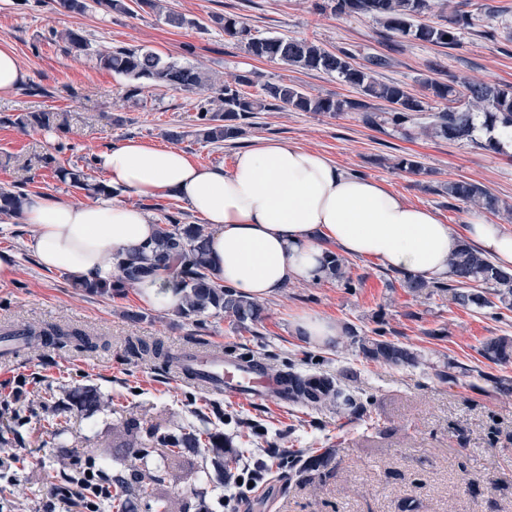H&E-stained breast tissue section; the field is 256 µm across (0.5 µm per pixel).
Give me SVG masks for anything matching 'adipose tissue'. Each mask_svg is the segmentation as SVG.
I'll use <instances>...</instances> for the list:
<instances>
[{"label":"adipose tissue","instance_id":"ef3b65f1","mask_svg":"<svg viewBox=\"0 0 512 512\" xmlns=\"http://www.w3.org/2000/svg\"><path fill=\"white\" fill-rule=\"evenodd\" d=\"M95 162L113 191L164 193L183 201L210 227L213 279L253 300L271 298L291 283L322 279L331 243L348 255L373 257L431 281L452 278L449 260L467 242L512 270V232L503 226L474 217L455 230L378 181L294 145L258 141L224 170L196 165L175 147L129 139L97 152ZM21 212L30 228L27 246L40 266L78 283H111L118 274L116 256L138 254L158 230L148 212L109 197L83 203L32 194ZM137 289L155 309L181 304L168 274L145 277Z\"/></svg>","mask_w":512,"mask_h":512}]
</instances>
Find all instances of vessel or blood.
Here are the masks:
<instances>
[{
    "label": "vessel or blood",
    "instance_id": "b4317fda",
    "mask_svg": "<svg viewBox=\"0 0 512 512\" xmlns=\"http://www.w3.org/2000/svg\"><path fill=\"white\" fill-rule=\"evenodd\" d=\"M177 376L181 381L229 398L248 396L258 401L284 398L277 375L252 358L190 351L186 353Z\"/></svg>",
    "mask_w": 512,
    "mask_h": 512
}]
</instances>
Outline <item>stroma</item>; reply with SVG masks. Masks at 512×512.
Wrapping results in <instances>:
<instances>
[{"label":"stroma","mask_w":512,"mask_h":512,"mask_svg":"<svg viewBox=\"0 0 512 512\" xmlns=\"http://www.w3.org/2000/svg\"><path fill=\"white\" fill-rule=\"evenodd\" d=\"M159 11L132 8L119 13L92 4L70 11L58 0H0V41L14 50L27 77L23 87L0 96V188H21L60 200L87 201L86 191L59 178V167L86 171L105 182L93 166L97 152L134 138L177 145L204 167L231 168L236 153L260 139H274L324 155L336 167L379 181L408 202L430 208L460 228L474 206L448 199L440 188L454 180L488 187L512 206V142L487 148L490 137L477 127L473 141H448L384 125L377 130L359 114L259 113L237 139L223 145L197 140L198 94L143 84L130 93L127 81L94 58L69 48L67 31L81 33L92 47L150 49L162 57L207 72L214 84L252 70L258 83L284 81L321 97H343L352 89L335 75L284 66L247 54L212 23L234 15L257 36L313 41L354 54L358 63L385 56L383 82H397L424 96V77L512 85V41L490 37L488 27L512 28V0H434L421 22L454 11L469 12L472 25L456 47L440 48L392 37L372 17L336 12L331 0H162ZM188 25L167 23V13ZM58 112L62 127H21L18 116ZM420 161L412 172L398 158ZM29 231L19 218L0 230V251L15 256L10 275L0 276V333L56 325L89 336L86 346L62 349L25 345L12 370L25 381L21 401L0 405V457L14 455L11 479L0 480V512H44L51 488L66 485L74 463L90 457L107 479L131 477L134 469L118 428L136 419L142 440L153 429L174 431L188 424L200 431L221 429L230 446L261 456L271 448L307 455L336 453L341 465L320 483L302 485L271 469L267 484L252 493L249 512H512V395L492 387L474 389L469 379L449 385L436 369L448 361L483 366L482 342L512 337V310L502 318L464 309L444 295L412 296L386 288L395 272L373 258L350 257L361 286L334 280L288 285L263 301L264 319L235 330L229 317L210 314L204 324L176 312L147 306L130 287L93 295L67 276L43 270L27 247ZM316 313L345 330L336 345L315 347L294 336L290 320ZM381 329L388 340L418 350L428 369L386 368L366 361L357 341ZM159 344L172 352L224 348L247 352L274 369L293 368L337 377L369 403L362 422L332 408H281L248 397L232 400L181 382L173 370L138 358L129 342ZM82 388L97 391L104 408L89 413L72 407ZM178 484L168 491L175 512H224L221 471L206 466L202 453L186 450L177 466Z\"/></svg>","instance_id":"1"}]
</instances>
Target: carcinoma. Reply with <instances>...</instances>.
Listing matches in <instances>:
<instances>
[{"label":"carcinoma","instance_id":"carcinoma-1","mask_svg":"<svg viewBox=\"0 0 512 512\" xmlns=\"http://www.w3.org/2000/svg\"><path fill=\"white\" fill-rule=\"evenodd\" d=\"M334 9L341 13L371 15L392 34H399L442 48H452L458 41V30L472 25L470 15L462 12L432 24H420L416 18L431 9L430 0H336ZM213 23L224 30V34L243 43L246 51L257 58L278 61L286 66L308 71L334 74L352 87L359 97L333 98L314 96L294 84L268 82L262 93L254 97L245 88L255 84V73L241 72L233 80L219 88L208 83L205 73L176 60L164 59L156 52L142 47H116L107 53H95L97 60L113 74L131 83H148L172 90H207L210 95L197 104L198 129L196 137L203 142L219 144L239 137L248 120L260 112L290 110L339 115L344 112H359L363 121L375 128L385 124L401 127L412 120L415 113L425 111L424 101L408 92L400 84H385L375 76V69L385 65V59L373 56L368 64L353 63V54L348 51L331 52L306 39L285 37H257L233 15L212 17ZM423 88L433 98L446 102L447 107L432 113V122L423 128V133L449 141H471L474 138L476 114L484 116L483 126L490 132L502 133L512 130V86L502 88L480 82H448L426 78ZM379 100L388 104V110L377 112L372 102ZM57 121L54 112H31L19 119L22 126L50 127ZM62 178L74 187L92 192L95 196H109L112 190L104 184H90L81 170H63ZM448 198L471 203L487 211L507 212L499 199L486 186L466 180L448 183ZM27 193L0 188V215L17 216ZM327 277L355 288L362 278H353L347 260L333 251L327 254ZM453 278L446 281H428L405 276L398 281L390 280L387 287L400 286L413 294L448 293L452 303L466 309H496L502 304L512 309V273L496 266L476 248L466 245L451 259ZM120 275L111 285L84 283L82 288L90 294H109L118 288L136 284L143 277L163 271L177 278L183 294V304L178 314L184 318L200 317L213 310L233 318L242 329L249 328L263 319V308L255 300L236 293L227 285L215 282L209 276L206 258L204 229L198 224H183L175 215L166 216V223L158 225L154 243L139 255L118 261ZM27 335L34 342L43 336H51L55 346L65 347L73 341H89L80 331H65L58 327L36 330L27 328ZM363 357L387 367L418 368L426 365L419 352L385 339L382 329L374 330V337L358 341ZM133 354L141 358L160 360L167 367L179 362V358L164 352L158 346L144 343L130 344ZM481 356L498 367L512 364V338L493 336L486 339L480 349ZM472 375V370L455 362H448L444 369L436 372L441 380L455 384L459 377ZM287 384L285 393L294 406L317 409L334 404L358 415L359 419L370 418L367 405L355 398L331 376L316 373H301L292 370L282 372ZM474 376V375H472ZM476 380L491 383L493 390L502 395L512 394V377L497 376L482 370L474 376ZM128 455L134 460L150 457L154 449L163 448L166 456L178 457L186 448H195L212 457L214 464L224 469V477L232 476L226 468L224 435L208 431L204 434L181 428V432H161L153 435L149 444L132 439L128 444ZM279 465L288 471V478H297L301 483H312L322 477L323 471L332 464L330 453L312 454L303 459L293 455L277 454ZM162 482V467L156 471H139L131 479H116L115 495L103 501V508L117 512H134L136 502L149 499L150 512H170L167 500L151 497L150 485Z\"/></svg>","mask_w":512,"mask_h":512}]
</instances>
